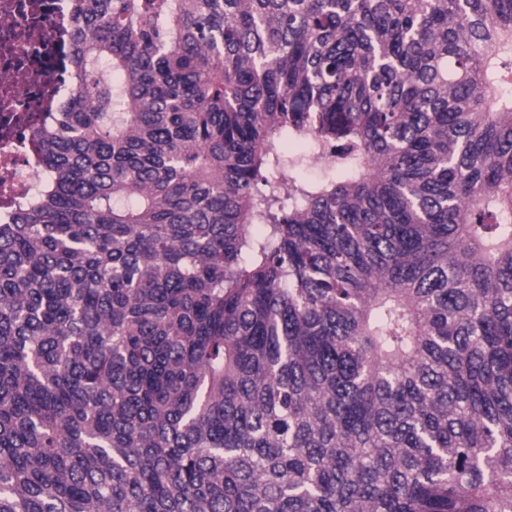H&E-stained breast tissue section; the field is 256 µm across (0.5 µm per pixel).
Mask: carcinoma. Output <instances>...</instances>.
Returning <instances> with one entry per match:
<instances>
[{
	"label": "carcinoma",
	"instance_id": "cac0c4a2",
	"mask_svg": "<svg viewBox=\"0 0 512 512\" xmlns=\"http://www.w3.org/2000/svg\"><path fill=\"white\" fill-rule=\"evenodd\" d=\"M72 2L0 512H512V0ZM281 151L284 152L285 159L294 164L295 170L298 172L300 178L316 181L322 177L323 171L319 168H322L325 158L320 151H312L309 155L310 162L316 167L310 165L306 160L308 153L306 145L285 146L281 148Z\"/></svg>",
	"mask_w": 512,
	"mask_h": 512
}]
</instances>
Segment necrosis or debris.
I'll list each match as a JSON object with an SVG mask.
<instances>
[{
    "instance_id": "4bbe7bcc",
    "label": "necrosis or debris",
    "mask_w": 512,
    "mask_h": 512,
    "mask_svg": "<svg viewBox=\"0 0 512 512\" xmlns=\"http://www.w3.org/2000/svg\"><path fill=\"white\" fill-rule=\"evenodd\" d=\"M71 0H0V221L37 198L48 179L32 142L35 118L77 93L69 71Z\"/></svg>"
}]
</instances>
